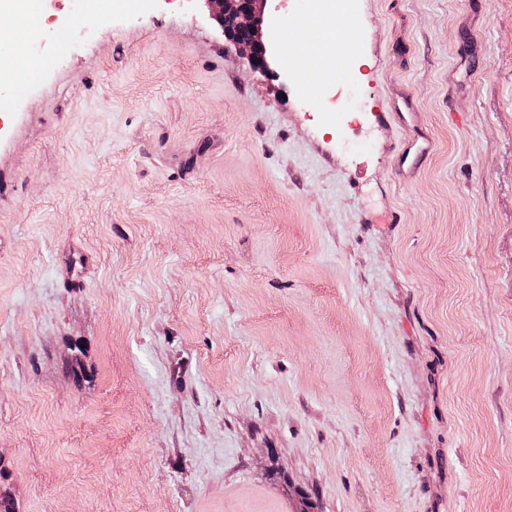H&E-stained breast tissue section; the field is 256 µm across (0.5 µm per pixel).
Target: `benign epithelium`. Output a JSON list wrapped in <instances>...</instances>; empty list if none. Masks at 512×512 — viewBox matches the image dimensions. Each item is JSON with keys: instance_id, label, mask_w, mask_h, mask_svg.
<instances>
[{"instance_id": "obj_1", "label": "benign epithelium", "mask_w": 512, "mask_h": 512, "mask_svg": "<svg viewBox=\"0 0 512 512\" xmlns=\"http://www.w3.org/2000/svg\"><path fill=\"white\" fill-rule=\"evenodd\" d=\"M209 17L222 29L247 58L252 71H268V52L272 46L262 32L264 5L267 0H205Z\"/></svg>"}]
</instances>
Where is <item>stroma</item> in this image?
<instances>
[{
	"instance_id": "obj_1",
	"label": "stroma",
	"mask_w": 512,
	"mask_h": 512,
	"mask_svg": "<svg viewBox=\"0 0 512 512\" xmlns=\"http://www.w3.org/2000/svg\"><path fill=\"white\" fill-rule=\"evenodd\" d=\"M310 2L265 74L204 0L0 41L19 512H512V0ZM354 2L350 0H312V14L319 18H329L338 15H350Z\"/></svg>"
}]
</instances>
